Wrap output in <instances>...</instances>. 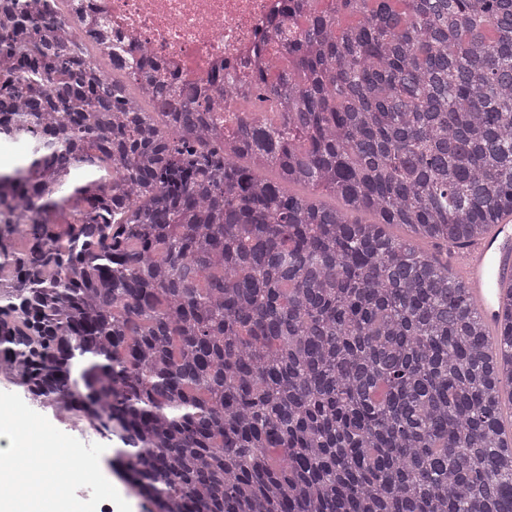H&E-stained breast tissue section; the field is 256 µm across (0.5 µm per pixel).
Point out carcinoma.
<instances>
[{
  "mask_svg": "<svg viewBox=\"0 0 512 512\" xmlns=\"http://www.w3.org/2000/svg\"><path fill=\"white\" fill-rule=\"evenodd\" d=\"M320 2L221 129L0 0V370L148 512H512V283L495 351L448 268L512 215V0Z\"/></svg>",
  "mask_w": 512,
  "mask_h": 512,
  "instance_id": "1",
  "label": "carcinoma"
}]
</instances>
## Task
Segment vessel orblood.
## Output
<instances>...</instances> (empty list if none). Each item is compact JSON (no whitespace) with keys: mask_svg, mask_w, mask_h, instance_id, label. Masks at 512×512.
<instances>
[{"mask_svg":"<svg viewBox=\"0 0 512 512\" xmlns=\"http://www.w3.org/2000/svg\"><path fill=\"white\" fill-rule=\"evenodd\" d=\"M448 266L466 284L478 312L500 329L505 312L497 293L512 277V220L493 225L489 235L466 248L449 250Z\"/></svg>","mask_w":512,"mask_h":512,"instance_id":"obj_1","label":"vessel or blood"}]
</instances>
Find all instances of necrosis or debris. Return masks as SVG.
<instances>
[{
	"label": "necrosis or debris",
	"mask_w": 512,
	"mask_h": 512,
	"mask_svg": "<svg viewBox=\"0 0 512 512\" xmlns=\"http://www.w3.org/2000/svg\"><path fill=\"white\" fill-rule=\"evenodd\" d=\"M282 0H58V14L75 31L104 23L111 43L90 44L105 75L126 79L111 51L149 60L175 76L178 87L223 80L228 68H256L260 38L281 18Z\"/></svg>",
	"instance_id": "1"
}]
</instances>
